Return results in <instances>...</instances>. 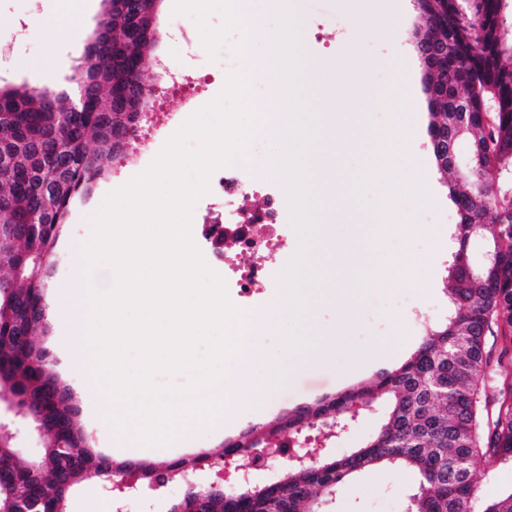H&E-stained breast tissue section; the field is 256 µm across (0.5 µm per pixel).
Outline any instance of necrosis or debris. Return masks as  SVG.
Returning <instances> with one entry per match:
<instances>
[{
    "mask_svg": "<svg viewBox=\"0 0 512 512\" xmlns=\"http://www.w3.org/2000/svg\"><path fill=\"white\" fill-rule=\"evenodd\" d=\"M212 203L197 221L210 240L207 262L223 266L227 287L239 297L250 298L256 279L274 282L286 260L288 226L283 222L284 188L263 184L245 167L231 164L216 170L211 178ZM263 205H256V198ZM249 254L248 264H239V254Z\"/></svg>",
    "mask_w": 512,
    "mask_h": 512,
    "instance_id": "necrosis-or-debris-1",
    "label": "necrosis or debris"
}]
</instances>
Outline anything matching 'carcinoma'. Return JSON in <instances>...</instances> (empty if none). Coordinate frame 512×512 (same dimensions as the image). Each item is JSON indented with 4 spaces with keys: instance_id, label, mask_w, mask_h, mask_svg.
<instances>
[{
    "instance_id": "obj_1",
    "label": "carcinoma",
    "mask_w": 512,
    "mask_h": 512,
    "mask_svg": "<svg viewBox=\"0 0 512 512\" xmlns=\"http://www.w3.org/2000/svg\"><path fill=\"white\" fill-rule=\"evenodd\" d=\"M104 0L101 25L79 91L95 100L93 112L73 111L77 101L30 87H0V398L11 397L39 426L36 459L20 456L15 440L0 428V512H68L76 486L134 479L161 486L170 472L209 465L207 455L170 462H114L89 449L78 410L57 361L42 337L49 332L54 256L74 199L124 155L143 114L148 85L146 56L155 42L158 0ZM418 43L437 47L433 67L441 95L430 105L435 130H448L467 144L470 164L455 169L449 198L459 220L448 266V318L424 327L416 349L369 386L356 387L303 406L267 429L253 427L225 443L222 455L236 463L264 451L283 452L281 432L301 438L314 430L329 441L325 424L348 418L365 404L380 406L374 434L359 448L315 462L288 465L276 479L243 499H208L205 512H321L329 488L339 489L367 469L399 468L415 478L409 512H512V490L481 496L476 472L493 460L512 461V382L487 383L512 363V194L494 170L512 171V0H415ZM464 99L470 120L456 124ZM491 224L494 261L472 271L470 244ZM507 340L501 347L489 337Z\"/></svg>"
}]
</instances>
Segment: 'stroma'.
<instances>
[{
    "label": "stroma",
    "mask_w": 512,
    "mask_h": 512,
    "mask_svg": "<svg viewBox=\"0 0 512 512\" xmlns=\"http://www.w3.org/2000/svg\"><path fill=\"white\" fill-rule=\"evenodd\" d=\"M300 42L302 62L331 63L340 57L358 58L370 64L368 80L350 75L343 89L323 83L310 70H303L300 94L314 109L311 123L314 133L331 130L335 138H343L346 128L361 126L368 137L392 132L396 138V158L406 164L411 154H419L427 171L414 193L406 195L394 214L396 217L419 212L430 215L435 225L433 241L439 247L436 261L425 275L430 281L418 298L420 316L409 319L406 329L395 326V312L389 297L416 286L406 279L388 289L360 291L347 328H340V309L334 291L312 284L305 292L306 311L298 325L309 345L324 341L335 343L336 350L326 360L307 359L305 352L284 358L286 374L272 396V409L257 413L246 400L225 405L215 424L202 425L177 432L167 446L136 448L120 453L121 441L112 420L91 419L86 409L87 397L79 391V376L65 361L61 340L49 334L47 344L57 360L58 371L72 391L78 408L79 422L93 441L95 451L113 456L114 460L170 461L200 453H214L224 448L225 440L253 425L273 426L283 414L336 394L351 384L368 385L377 378L370 370L355 380H347L351 360L375 351H391L400 346L416 348L423 323L436 324L446 319L450 306L448 265L455 243L451 231L458 217L448 197V179L437 167L428 136L431 121L424 70L412 36L417 21L413 0H403L400 13L381 15L365 25L355 21L343 0H290ZM105 5L98 0L80 41L65 35L45 39L36 24L48 17L60 16L66 10L64 0H0V84L14 87L45 88V72L58 73V91H72L70 77L76 65L84 62L89 37L99 27ZM173 0H161L157 12L158 39L145 66V79L156 92L151 100L155 109L173 113L175 125L189 117L188 106L167 89L158 60L182 62L185 48L176 40L178 28L195 29L193 18L172 12ZM193 72L200 80L197 106L209 103L221 91L228 72L223 61H209L201 42H194ZM408 73L413 93L412 104L399 101L394 91L401 73ZM161 132L116 162L109 175L99 180L90 198L77 201L69 215L66 238L82 240L91 233V211L103 204L106 196L132 177L143 172L168 140ZM311 213L323 245L315 250L313 269L338 265L345 241L354 235L357 224L381 222L383 207L377 199L363 195L350 199L346 207L336 205L332 196L311 200ZM416 236L389 235L377 246L362 249L361 258L367 269L386 271L409 261ZM414 488L410 474L396 468L362 472L346 485L335 501L324 504V512H406L408 496Z\"/></svg>",
    "instance_id": "1"
}]
</instances>
